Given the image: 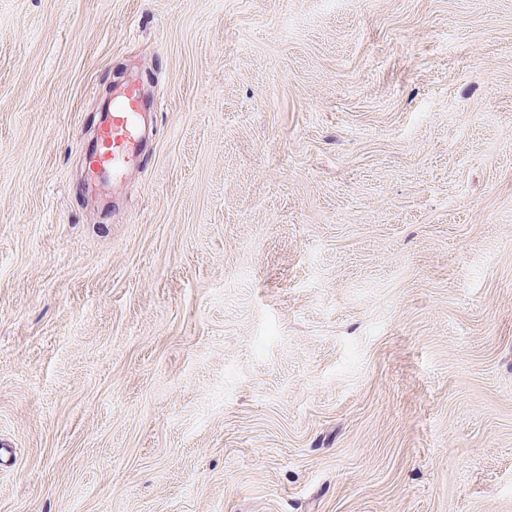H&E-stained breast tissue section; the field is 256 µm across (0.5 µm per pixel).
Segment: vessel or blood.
I'll list each match as a JSON object with an SVG mask.
<instances>
[{"label":"vessel or blood","instance_id":"b4317fda","mask_svg":"<svg viewBox=\"0 0 512 512\" xmlns=\"http://www.w3.org/2000/svg\"><path fill=\"white\" fill-rule=\"evenodd\" d=\"M143 97L138 85L129 83L112 95V110L97 133L87 161V175L95 180L120 179L142 127Z\"/></svg>","mask_w":512,"mask_h":512}]
</instances>
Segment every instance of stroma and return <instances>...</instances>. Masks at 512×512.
<instances>
[{
	"mask_svg": "<svg viewBox=\"0 0 512 512\" xmlns=\"http://www.w3.org/2000/svg\"><path fill=\"white\" fill-rule=\"evenodd\" d=\"M0 512H512V0H0ZM141 89L128 83L112 93V111L101 123L87 161L90 179L114 181L123 176L134 144L144 134Z\"/></svg>",
	"mask_w": 512,
	"mask_h": 512,
	"instance_id": "obj_1",
	"label": "stroma"
}]
</instances>
